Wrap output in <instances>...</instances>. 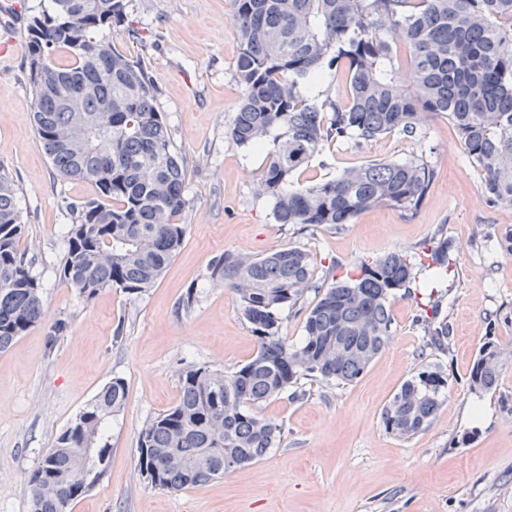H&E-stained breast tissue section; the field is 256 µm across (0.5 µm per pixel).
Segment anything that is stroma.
I'll return each instance as SVG.
<instances>
[{"label":"stroma","mask_w":512,"mask_h":512,"mask_svg":"<svg viewBox=\"0 0 512 512\" xmlns=\"http://www.w3.org/2000/svg\"><path fill=\"white\" fill-rule=\"evenodd\" d=\"M40 9V0H8L0 9V165L18 188L22 247L44 306L43 319L0 353V512H30L29 471L115 376L124 378L127 396L109 422L108 470L72 512H512V254L500 246L512 234V207L488 201L447 119L429 118L412 138L332 143L296 177L308 184L374 159L418 156L434 178L416 213L379 207L338 229L276 223L271 200L255 192L267 149L240 146L230 135L243 87L229 0H128L141 37L116 28L112 43L145 62L156 107L187 163V234L142 297L107 289L87 303L57 268L68 207L96 190L59 177L35 133L25 26ZM438 233L452 245L448 279L436 285L447 349L427 346L417 301L396 298L394 336L358 380H307L304 399L261 406V416L284 429L279 448L176 494L143 480L138 432L176 404L179 369L192 363L230 373L257 351L234 294L208 278L215 257L298 247L323 284L364 260L418 253ZM191 287L196 301L187 308ZM61 320L67 331L49 343ZM489 341L503 351L499 385L477 392L470 372ZM424 364L447 377L445 401L426 430L396 437L385 431L382 412Z\"/></svg>","instance_id":"1"}]
</instances>
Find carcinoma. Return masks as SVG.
<instances>
[{
    "instance_id": "cac0c4a2",
    "label": "carcinoma",
    "mask_w": 512,
    "mask_h": 512,
    "mask_svg": "<svg viewBox=\"0 0 512 512\" xmlns=\"http://www.w3.org/2000/svg\"><path fill=\"white\" fill-rule=\"evenodd\" d=\"M230 6L244 88L230 135L260 148L279 130L256 188L274 200L277 223L338 228L377 207L417 211L434 176L421 157L371 160L309 185L294 186L291 178L326 144L394 133L411 138L433 116L455 128L489 201L512 207V0H230ZM125 18V0H50L26 24L43 151L58 176L86 180L97 191L70 206L58 267L60 280L87 303L106 289L143 295L187 232L186 165L156 108V88L145 64L113 48L107 36ZM60 53L69 64L57 63ZM402 59L416 74L406 92L395 80ZM324 66L345 73L346 101L320 102L306 93ZM65 86L83 91L79 106L91 121L84 155L59 138L77 117L55 92ZM24 228L16 185L0 166V353L43 313L33 262L21 251ZM450 249L447 238L435 236L423 250L425 264L392 252L326 285L313 281L312 258L300 248L217 257L209 279L238 297L257 351L230 374L197 364L180 369L178 401L140 429V476L178 493L224 476L228 461L237 469L280 447L282 425L258 408L288 392L302 399L298 384L308 377L337 385L358 379L393 336L392 300L400 292L414 295L423 269L448 272ZM312 289L317 301L300 340L290 343L281 336L280 312ZM431 309L418 321L427 344L443 349L448 322L438 320V305ZM500 374V351L489 341L472 368L471 389H496ZM447 388L440 369L420 368L385 407L384 429L403 439L425 430ZM125 399V381L114 377L61 431L28 473L30 512H71L67 499H81L101 480L112 454L108 423ZM76 455L88 466L82 487L71 478ZM47 482L64 498L43 497Z\"/></svg>"
}]
</instances>
